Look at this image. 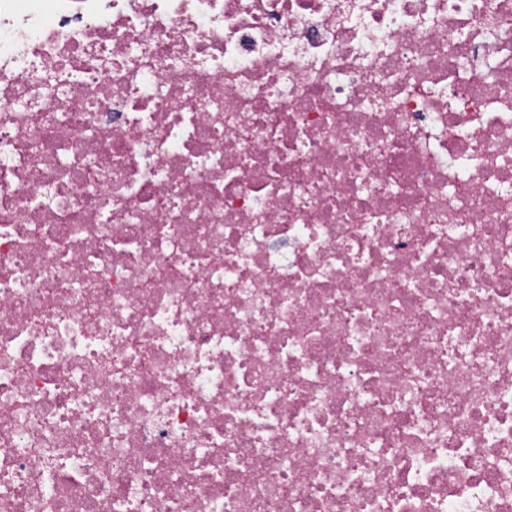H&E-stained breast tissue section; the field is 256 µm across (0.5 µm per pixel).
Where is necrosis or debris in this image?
I'll return each mask as SVG.
<instances>
[{"label":"necrosis or debris","instance_id":"1","mask_svg":"<svg viewBox=\"0 0 512 512\" xmlns=\"http://www.w3.org/2000/svg\"><path fill=\"white\" fill-rule=\"evenodd\" d=\"M0 512H512V0H0Z\"/></svg>","mask_w":512,"mask_h":512}]
</instances>
